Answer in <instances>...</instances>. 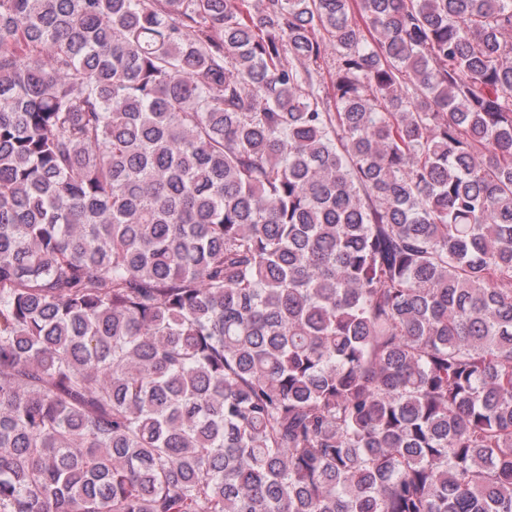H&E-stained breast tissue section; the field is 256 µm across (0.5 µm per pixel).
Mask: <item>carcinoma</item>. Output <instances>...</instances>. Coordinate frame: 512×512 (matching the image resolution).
I'll return each mask as SVG.
<instances>
[{
  "mask_svg": "<svg viewBox=\"0 0 512 512\" xmlns=\"http://www.w3.org/2000/svg\"><path fill=\"white\" fill-rule=\"evenodd\" d=\"M0 512H512V0H0Z\"/></svg>",
  "mask_w": 512,
  "mask_h": 512,
  "instance_id": "obj_1",
  "label": "carcinoma"
}]
</instances>
